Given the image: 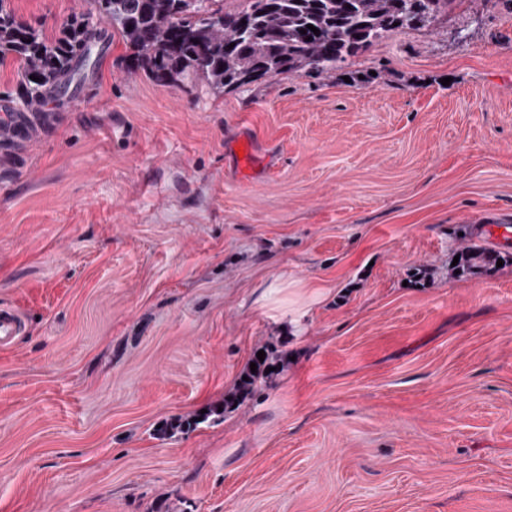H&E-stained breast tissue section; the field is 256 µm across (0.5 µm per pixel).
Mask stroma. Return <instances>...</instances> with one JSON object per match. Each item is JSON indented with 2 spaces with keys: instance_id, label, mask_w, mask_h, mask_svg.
Segmentation results:
<instances>
[{
  "instance_id": "35a3bbf8",
  "label": "stroma",
  "mask_w": 512,
  "mask_h": 512,
  "mask_svg": "<svg viewBox=\"0 0 512 512\" xmlns=\"http://www.w3.org/2000/svg\"><path fill=\"white\" fill-rule=\"evenodd\" d=\"M11 6L50 38L95 10ZM127 53L0 139V512H512V11L248 92ZM472 244L502 266L457 272ZM264 346L253 400L159 436ZM20 333L21 322L18 315L12 310L0 308V345H10Z\"/></svg>"
}]
</instances>
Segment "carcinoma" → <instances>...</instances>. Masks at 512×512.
Returning <instances> with one entry per match:
<instances>
[{"instance_id":"carcinoma-1","label":"carcinoma","mask_w":512,"mask_h":512,"mask_svg":"<svg viewBox=\"0 0 512 512\" xmlns=\"http://www.w3.org/2000/svg\"><path fill=\"white\" fill-rule=\"evenodd\" d=\"M95 2L96 15L71 16L50 40L40 27L18 21L10 0H0V64L8 58L17 63L19 108L36 113L47 89H67L89 65L87 34L102 23L131 50L130 70H142L157 83L192 73L215 91L239 90L281 74L329 76L393 32L437 23L454 0H244L234 11L224 10V0ZM495 264L475 247L459 255V267L470 272H489ZM251 362L256 372H246L222 409L244 401L274 375L273 351Z\"/></svg>"}]
</instances>
